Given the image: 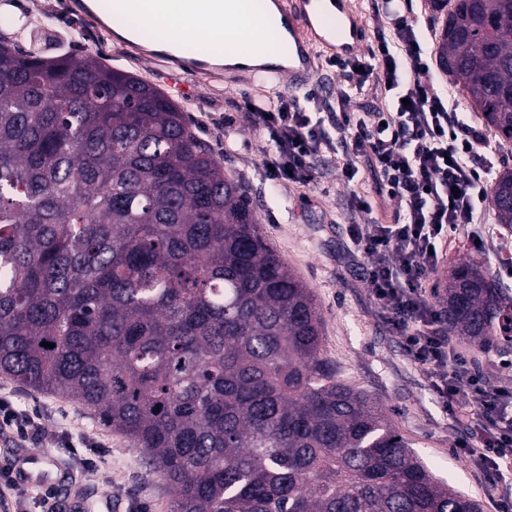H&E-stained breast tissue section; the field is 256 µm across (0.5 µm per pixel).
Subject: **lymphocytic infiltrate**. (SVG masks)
Instances as JSON below:
<instances>
[{"instance_id": "f902f5d3", "label": "lymphocytic infiltrate", "mask_w": 512, "mask_h": 512, "mask_svg": "<svg viewBox=\"0 0 512 512\" xmlns=\"http://www.w3.org/2000/svg\"><path fill=\"white\" fill-rule=\"evenodd\" d=\"M382 11L392 38L381 40L369 58L336 61L358 79L338 84L335 101L305 108L280 96L256 106L247 119L267 136L264 163L274 180L311 185L322 161L338 164L349 183L357 160L368 162L377 194L395 206V220L349 227L354 249L369 259L366 286L428 374L435 396L446 405L462 402L472 422L454 451L480 471L498 512H512V493L503 486L512 471V387L488 382L451 343L426 286L439 262L435 249L449 232L479 237L478 207L489 188L474 159L485 140L431 83L407 82L405 67L420 69L425 49L402 0H384ZM367 82L382 93L370 112L359 108Z\"/></svg>"}]
</instances>
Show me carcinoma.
Returning <instances> with one entry per match:
<instances>
[{
	"label": "carcinoma",
	"instance_id": "1",
	"mask_svg": "<svg viewBox=\"0 0 512 512\" xmlns=\"http://www.w3.org/2000/svg\"><path fill=\"white\" fill-rule=\"evenodd\" d=\"M430 4L440 68L512 143V0ZM490 203L512 229L511 168ZM438 298L448 332L512 346V301L481 262ZM0 373L125 436L170 512H480L340 379L314 295L181 108L92 56L4 38Z\"/></svg>",
	"mask_w": 512,
	"mask_h": 512
}]
</instances>
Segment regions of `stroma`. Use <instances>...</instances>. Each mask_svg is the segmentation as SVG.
<instances>
[{
	"mask_svg": "<svg viewBox=\"0 0 512 512\" xmlns=\"http://www.w3.org/2000/svg\"><path fill=\"white\" fill-rule=\"evenodd\" d=\"M405 7L426 40L422 81L453 102L465 122L480 126L465 91L437 64L435 34L440 24L427 0H405ZM4 15L29 18L26 26H0V36L21 48L46 58L64 53L101 58L112 68L153 84L183 109L225 172L245 187L268 242L312 290L323 317L324 351L336 363L341 379L377 402L433 474L474 499L481 512H496L479 471L452 449L466 434L460 407L444 406L436 398L363 282L365 259L353 254L349 238V197L355 193L365 198L373 221L390 223L394 212L376 194L367 162H360L351 183H344L335 169L322 168L313 185L304 188L269 180L262 166L266 137L249 124L242 108L245 96L329 97L340 79L336 67L319 57L312 77L296 85L227 81L130 54L116 38L112 22L79 14L70 0H0V17ZM228 119L233 122L229 138L224 135ZM479 223L486 231L482 251H475L461 232L440 244V263L429 276L431 292L439 291L455 266L474 257L483 261L491 278H498L494 251L500 226L491 207L483 208ZM457 345L490 381L512 385V349H477L462 339ZM1 397L53 435L52 440L27 441L19 448L0 445V486L8 512H44L42 487L16 484L15 473L5 464L20 449L53 457L56 500L66 512H97L106 495L119 512H168L172 488L149 470L140 450L91 412L58 396L29 392L3 376Z\"/></svg>",
	"mask_w": 512,
	"mask_h": 512,
	"instance_id": "stroma-1",
	"label": "stroma"
}]
</instances>
